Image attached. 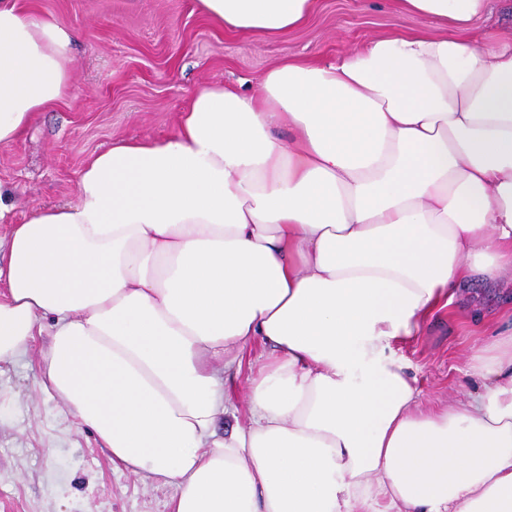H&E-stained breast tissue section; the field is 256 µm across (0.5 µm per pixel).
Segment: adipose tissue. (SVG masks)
<instances>
[{
    "label": "adipose tissue",
    "instance_id": "adipose-tissue-1",
    "mask_svg": "<svg viewBox=\"0 0 512 512\" xmlns=\"http://www.w3.org/2000/svg\"><path fill=\"white\" fill-rule=\"evenodd\" d=\"M394 4L442 34L203 87L11 227L0 363L51 319L42 386L172 487L168 512H512V334L472 358L482 392L429 407L396 354L472 279L512 283V37H471L489 0ZM197 7L276 40L319 0ZM73 46L0 0V145L66 94ZM256 340L241 422L227 385Z\"/></svg>",
    "mask_w": 512,
    "mask_h": 512
}]
</instances>
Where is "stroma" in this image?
Wrapping results in <instances>:
<instances>
[{
    "mask_svg": "<svg viewBox=\"0 0 512 512\" xmlns=\"http://www.w3.org/2000/svg\"><path fill=\"white\" fill-rule=\"evenodd\" d=\"M75 37L66 96L15 142L0 146V184L14 209L0 238L32 211L75 200L86 159L112 142L161 138L204 86L246 93L281 59L333 60L397 32L437 34L430 21L391 0H321L318 11L283 39L245 37L216 27L196 0H36ZM512 326L503 291L476 281L436 311L401 356L424 401L474 386L467 368L489 334ZM48 336L28 354L0 364V512H167L172 490L112 466L89 427L40 385Z\"/></svg>",
    "mask_w": 512,
    "mask_h": 512,
    "instance_id": "1",
    "label": "stroma"
}]
</instances>
